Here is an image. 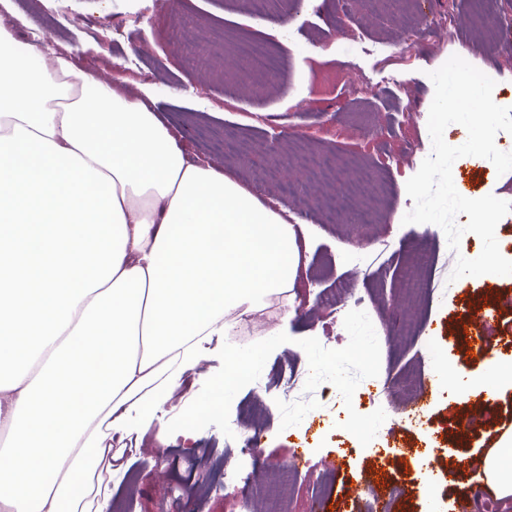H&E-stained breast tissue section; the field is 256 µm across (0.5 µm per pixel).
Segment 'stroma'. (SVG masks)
Returning a JSON list of instances; mask_svg holds the SVG:
<instances>
[{
    "label": "stroma",
    "mask_w": 512,
    "mask_h": 512,
    "mask_svg": "<svg viewBox=\"0 0 512 512\" xmlns=\"http://www.w3.org/2000/svg\"><path fill=\"white\" fill-rule=\"evenodd\" d=\"M423 18L411 43L382 9L367 0H271L257 11L253 0H9L0 6V27L28 44L38 42L44 62L53 53L70 55L77 66L96 74L112 90L147 103L169 127L186 158L219 167L233 181L282 212L300 247V273L288 297L293 317L271 315L256 328L246 348L260 352L263 364L239 383L231 407L197 411L224 384V356L236 344L215 337L210 352L184 378V397L171 401L161 425L145 430L129 454L136 484L112 488L123 512H245L254 487L247 477L291 465L295 453L305 461L293 467L281 512H308L312 503L333 512H371L374 496L392 512H422L421 487L447 469L448 426L480 413L484 421L464 440L461 482L482 481V461L500 436L512 428V385L486 393L468 392L457 403L448 395L451 378L440 383L428 410L429 427L403 426L402 407L390 406L376 385L386 377L413 376L437 382L435 363L445 360L453 375L464 369L483 379L489 360L512 361V311L499 308L512 296V276L485 274L450 281L457 257H477L480 239L465 234L450 250L439 226L421 230L403 224L413 201L406 183L430 154L427 128L434 95L429 78L452 55H459L495 80L493 98L512 107V43L497 31L512 16V0H483L484 23L472 26V0H415ZM126 20L116 30L113 20ZM183 26L187 37L209 44L206 67L193 65L170 38ZM241 40L270 48L278 69L260 75L234 53ZM356 75L348 84L347 72ZM235 129L246 146L237 156H218L214 144ZM277 141L276 154L266 145ZM281 183L295 184L288 197L264 185L268 170ZM453 178L465 182L468 198L494 195L512 202V171L497 174L487 159L455 161ZM368 178L380 197L373 223H327L315 198L348 193ZM428 245L435 261L427 275L432 302L411 316L402 276L417 245ZM355 283L362 298L359 316L323 310L317 297L337 279ZM492 313L493 338L487 354H468L467 340L480 316ZM287 335L273 337V330ZM317 370L283 392V366ZM386 411L375 443L350 428L352 417ZM264 429L259 452L239 453L232 425ZM169 437L157 438L159 429ZM211 450L213 467L202 475L189 466L201 450ZM390 457V470L376 495L354 496L372 475L377 453ZM237 470L239 481L224 474Z\"/></svg>",
    "instance_id": "35a3bbf8"
}]
</instances>
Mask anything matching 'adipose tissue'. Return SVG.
<instances>
[{
	"instance_id": "obj_1",
	"label": "adipose tissue",
	"mask_w": 512,
	"mask_h": 512,
	"mask_svg": "<svg viewBox=\"0 0 512 512\" xmlns=\"http://www.w3.org/2000/svg\"><path fill=\"white\" fill-rule=\"evenodd\" d=\"M297 268L291 225L145 103L0 29V512H111L114 439ZM483 464L512 495V431Z\"/></svg>"
}]
</instances>
